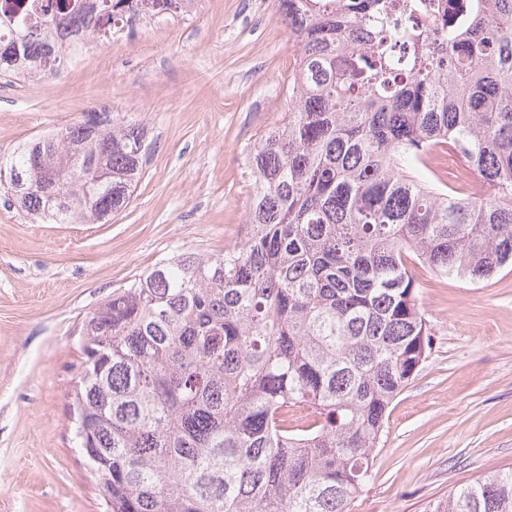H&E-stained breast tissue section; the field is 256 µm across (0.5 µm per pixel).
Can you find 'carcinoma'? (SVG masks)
<instances>
[{
	"instance_id": "obj_1",
	"label": "carcinoma",
	"mask_w": 512,
	"mask_h": 512,
	"mask_svg": "<svg viewBox=\"0 0 512 512\" xmlns=\"http://www.w3.org/2000/svg\"><path fill=\"white\" fill-rule=\"evenodd\" d=\"M185 2L0 0V77H56L126 12ZM277 2L299 54L246 153L239 242L161 260L85 322L69 409L110 512H352L431 345L415 266L470 284L512 266V0H469L462 27L460 0ZM450 147L477 184L416 175ZM145 154L143 125L81 120L19 144L0 187L100 223ZM429 512H512V469Z\"/></svg>"
}]
</instances>
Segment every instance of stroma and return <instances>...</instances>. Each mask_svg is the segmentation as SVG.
<instances>
[{"mask_svg":"<svg viewBox=\"0 0 512 512\" xmlns=\"http://www.w3.org/2000/svg\"><path fill=\"white\" fill-rule=\"evenodd\" d=\"M295 48L275 0H193L55 78L0 79V158L96 100L148 130L143 175L102 224H47L0 192V512H106L70 418L87 316L177 252L239 241L245 150L288 106ZM415 272L432 346L394 400L353 512H427L512 468V269Z\"/></svg>","mask_w":512,"mask_h":512,"instance_id":"stroma-1","label":"stroma"}]
</instances>
